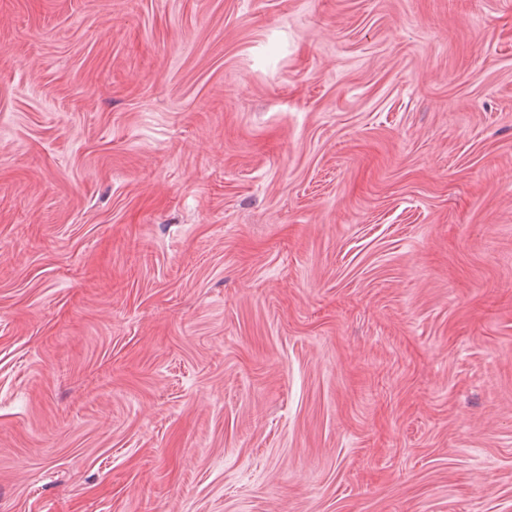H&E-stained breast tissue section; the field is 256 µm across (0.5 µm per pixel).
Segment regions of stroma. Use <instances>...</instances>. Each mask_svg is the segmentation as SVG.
<instances>
[{
	"instance_id": "35a3bbf8",
	"label": "stroma",
	"mask_w": 512,
	"mask_h": 512,
	"mask_svg": "<svg viewBox=\"0 0 512 512\" xmlns=\"http://www.w3.org/2000/svg\"><path fill=\"white\" fill-rule=\"evenodd\" d=\"M0 512H512V0H0Z\"/></svg>"
}]
</instances>
